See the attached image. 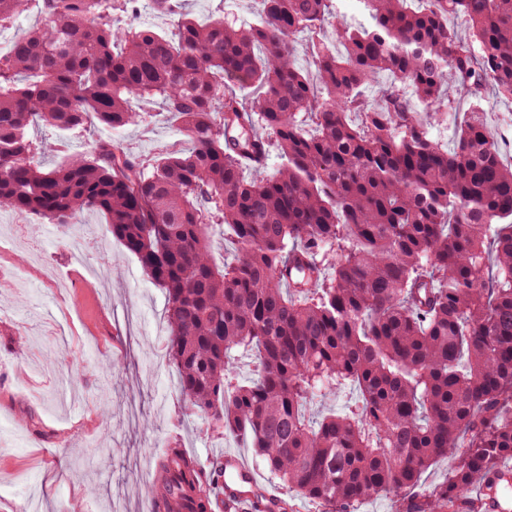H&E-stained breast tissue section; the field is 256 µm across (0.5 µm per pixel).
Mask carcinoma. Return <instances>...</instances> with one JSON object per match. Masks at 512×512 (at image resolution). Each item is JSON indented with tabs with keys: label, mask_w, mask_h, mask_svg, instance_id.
<instances>
[{
	"label": "carcinoma",
	"mask_w": 512,
	"mask_h": 512,
	"mask_svg": "<svg viewBox=\"0 0 512 512\" xmlns=\"http://www.w3.org/2000/svg\"><path fill=\"white\" fill-rule=\"evenodd\" d=\"M152 2L171 32L128 22L138 0H0V30L32 3L43 18L0 53V210L65 232L103 212L165 289L184 414L248 436L287 492L355 512L451 456L413 512H455L474 475L512 457V165L474 110L450 150L429 128L456 111L448 86L512 99V0H360L371 23L337 29L342 54L323 38L334 0H260L247 28ZM301 31L315 36L312 75L295 63ZM381 72L392 83L362 98ZM151 99L191 147L150 171L110 141L37 160L64 147L30 129L118 130ZM272 148L281 165L243 179L244 155ZM217 230L236 246L221 266ZM292 253L305 261L286 287ZM237 351L253 355L248 378ZM346 385L352 404L309 417ZM222 477L173 451L145 493L160 512H211Z\"/></svg>",
	"instance_id": "1"
}]
</instances>
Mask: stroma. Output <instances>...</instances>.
Wrapping results in <instances>:
<instances>
[{"label": "stroma", "instance_id": "stroma-1", "mask_svg": "<svg viewBox=\"0 0 512 512\" xmlns=\"http://www.w3.org/2000/svg\"><path fill=\"white\" fill-rule=\"evenodd\" d=\"M199 23L216 12L255 23L257 0H183ZM459 114L479 103L497 136L512 141V100L485 87L478 101L448 88ZM115 140L149 158L185 144L159 103L136 126L99 123L72 135L71 153ZM79 229L34 222L32 240L0 233V512H143L144 483L172 449L209 463L242 454L259 487L273 480L240 438L181 415L167 352L166 297L97 210Z\"/></svg>", "mask_w": 512, "mask_h": 512}]
</instances>
